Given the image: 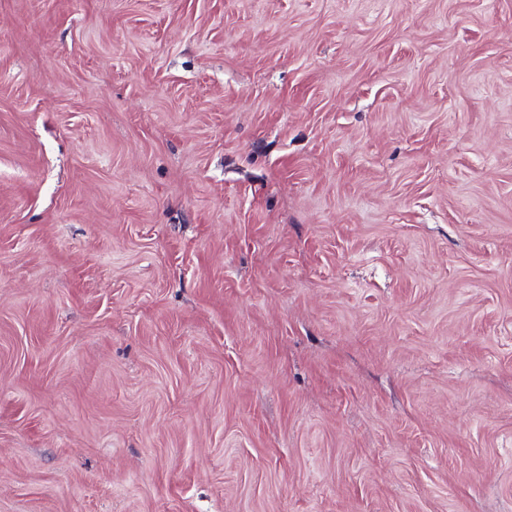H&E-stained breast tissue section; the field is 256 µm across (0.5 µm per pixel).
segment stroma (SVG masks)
Returning <instances> with one entry per match:
<instances>
[{
	"label": "stroma",
	"mask_w": 512,
	"mask_h": 512,
	"mask_svg": "<svg viewBox=\"0 0 512 512\" xmlns=\"http://www.w3.org/2000/svg\"><path fill=\"white\" fill-rule=\"evenodd\" d=\"M0 512H512V0H0Z\"/></svg>",
	"instance_id": "1"
}]
</instances>
